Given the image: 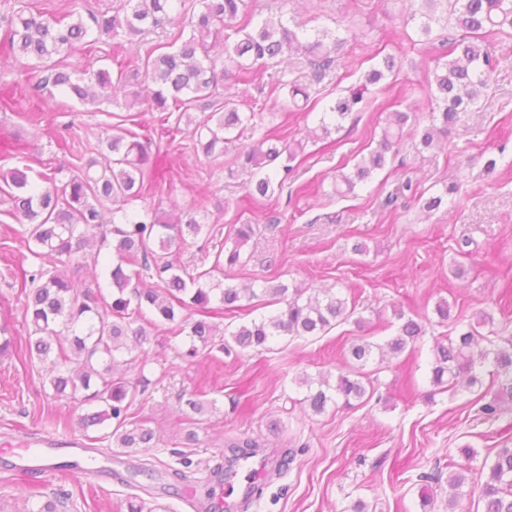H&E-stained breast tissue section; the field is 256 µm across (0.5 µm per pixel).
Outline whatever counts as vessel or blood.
<instances>
[{"mask_svg":"<svg viewBox=\"0 0 512 512\" xmlns=\"http://www.w3.org/2000/svg\"><path fill=\"white\" fill-rule=\"evenodd\" d=\"M12 467L25 476L42 475L52 464H66L74 475H87L102 469L103 464L77 437L42 439L36 448L11 449Z\"/></svg>","mask_w":512,"mask_h":512,"instance_id":"1","label":"vessel or blood"}]
</instances>
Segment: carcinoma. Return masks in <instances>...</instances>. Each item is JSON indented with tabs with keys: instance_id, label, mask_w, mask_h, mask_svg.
<instances>
[{
	"instance_id": "cac0c4a2",
	"label": "carcinoma",
	"mask_w": 512,
	"mask_h": 512,
	"mask_svg": "<svg viewBox=\"0 0 512 512\" xmlns=\"http://www.w3.org/2000/svg\"><path fill=\"white\" fill-rule=\"evenodd\" d=\"M246 0H201L202 10L190 20L179 19L182 0H127L128 9L111 16L90 14L89 21L79 17L69 23L45 11H33L21 5L6 19L3 29V53L20 65L34 61L50 71L45 82L83 105L98 106L111 101L110 93L124 86V71L117 76L105 68L88 65L81 71L69 69L65 58L77 45L89 43L93 29L128 40L164 23L172 24L170 50L152 49L142 56L127 57L124 67L146 70L150 85L125 93L128 109L147 105L159 112L160 127L169 118L165 112L174 106L196 136V145L206 156L222 155L237 141L235 132L260 118V113L245 111L233 100L225 99V81L233 72H251L268 59L303 55L311 69L312 80L320 82L338 62L344 39L329 28L307 30L301 23L280 15L261 22L245 11ZM419 7L402 19L403 26L415 23L420 35H431L433 26L452 30L446 40L445 61H436L432 72L437 108L427 116L419 146L428 149L447 136L448 130L468 111L489 86L500 60L483 40L496 34H512V0H411ZM234 28L235 42L225 53L211 54L212 40ZM189 36H184L185 29ZM395 59L384 58L382 67L373 68L364 82L330 100L321 112L318 124L308 132L310 139H325L341 127V122L359 111L368 86L381 81L385 72L395 68ZM205 111L202 118L193 110ZM410 114L399 110L388 113L376 147L357 162L349 173L336 177L334 194L346 196L387 165L390 152L398 151L407 132ZM101 158H91L58 178L59 167L49 173L29 175L30 168L0 171V181L10 190L12 209L20 215L23 238L36 264L22 276L17 295L32 325L25 342L6 337L0 353L14 350L22 358L50 361L55 374L50 379L55 394H69L83 403H98L103 409L81 417L85 427L110 422L107 437L123 454L154 447V432L133 419L130 408L137 392L150 384L145 375L149 363L143 352L136 377L114 376L119 358L125 353V341L133 336L140 345L150 343L156 331H170L177 339L187 333L192 344L184 353L195 358L200 351L215 345L217 314L243 310L249 302L266 297L281 308L273 315L253 319L230 332L221 343L229 352L270 349L280 338L317 336L339 322L349 320L355 308L333 289H324L315 297H304L306 289L272 281L257 290L248 284L224 283V267L241 263L243 247L254 235V226L241 224L234 230L232 247L224 253V262H215L207 270L176 265L169 259L173 246L198 239L204 224L194 213L163 214L157 210L133 212L127 205L143 196L155 183V165L150 163L149 138L136 140L107 128L101 134ZM304 152L301 139L288 140L276 135L238 149V167L251 175L249 198L260 203L282 190L294 171L292 162ZM107 251L104 269L111 289L105 296L101 287L85 285L76 277L88 264V249L94 245ZM95 253L93 262H99ZM154 284L138 287L143 275ZM198 312L189 320L186 311ZM486 332H481V329ZM424 333L414 319L404 321L396 336L384 344L360 338L352 343L341 372L331 382L301 378L306 387L303 402L315 414L331 404L345 407L362 401L368 394L364 383L366 366L383 364L385 356H399ZM494 318L487 312L476 322L447 341L433 347L431 383L448 387L456 395L482 383V373L500 380L499 394L512 396V339L502 336ZM462 463L448 473V512H455L460 501L478 494L483 512H512V448L496 450L491 461L478 468L474 449H458Z\"/></svg>"
}]
</instances>
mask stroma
<instances>
[{
    "label": "stroma",
    "instance_id": "1",
    "mask_svg": "<svg viewBox=\"0 0 512 512\" xmlns=\"http://www.w3.org/2000/svg\"><path fill=\"white\" fill-rule=\"evenodd\" d=\"M409 8L408 0L295 5L297 22L316 16L321 24L347 27L340 65L315 84L303 58L265 64L262 79L242 88L246 105L263 118L242 130L241 145L269 132L300 139L317 125L319 110L286 109L283 84L307 86L312 100L323 103L362 81L386 56L395 57L397 67L370 86L361 111L338 132L308 142L294 182L259 204L248 201L247 176L234 151L205 156L186 127L158 131L152 112L132 115L118 101L57 111L48 91L37 87L40 71L0 64V89L27 87L12 109L0 111V169L16 166L11 147L19 140L30 144L26 164L45 171L97 157L107 126L152 132L151 149L167 184L146 193L136 208L207 206V251L195 243L173 249L175 263L211 267L234 226L251 220L259 230L244 247L242 263L225 269L229 283L333 286L362 319L319 336L281 340L262 353L215 349L194 359L181 356L188 338L170 344L164 333L153 334L150 383L131 411L154 430L155 447L114 456L111 475L89 480L62 471L29 480L0 456V512H34L49 501L58 512H127L131 500L142 502L144 512H193L187 502L192 491L211 512L225 501L214 469L240 473L266 464L275 472L253 490L248 512H351L358 500L369 512H420L425 488L434 498L432 512H448L450 455L465 445L482 456L512 447V400L496 418L480 411L497 390L491 377L457 395L434 393L430 378L433 346L456 325L487 311L496 325L512 326V291L505 289L512 281V35L491 42L501 65L477 107L461 113L447 138L421 151L408 140L354 195L334 193L338 171L351 170L375 146L390 111L411 104L422 115L432 108L427 69L443 53L445 32L437 26L424 38L415 26L401 27ZM491 159L497 163L492 171L486 168ZM401 176L417 182L425 196L446 193L452 184L457 190L447 194V206L430 212L412 196L386 206ZM10 207L0 183V327L20 339L29 323L16 302L17 278L29 251L18 221L7 214ZM357 243L364 253L354 252ZM443 299L451 306L445 322L435 312ZM398 309L425 334L414 350L375 372L373 396L350 408L328 406L320 415L305 411L299 378L336 377L356 337L381 343L394 335ZM194 391L212 408L182 413L181 396ZM79 415L73 399L55 396L45 364L0 355V448L83 436ZM190 430L197 434L192 445L184 440ZM245 437L258 439L256 453L234 458L230 440Z\"/></svg>",
    "mask_w": 512,
    "mask_h": 512
}]
</instances>
